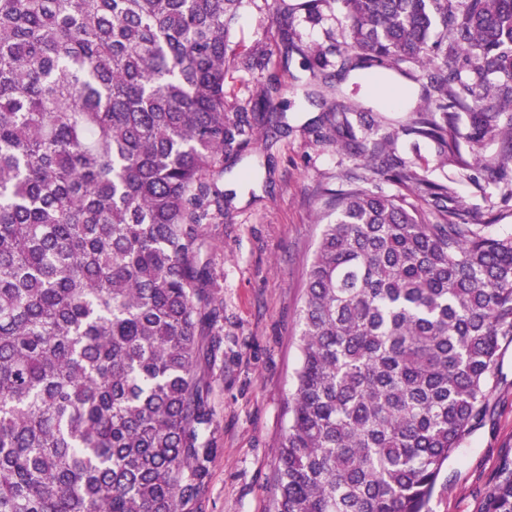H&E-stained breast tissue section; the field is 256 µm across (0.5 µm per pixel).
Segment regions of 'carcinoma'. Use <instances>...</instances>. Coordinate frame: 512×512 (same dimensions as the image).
<instances>
[{
	"label": "carcinoma",
	"mask_w": 512,
	"mask_h": 512,
	"mask_svg": "<svg viewBox=\"0 0 512 512\" xmlns=\"http://www.w3.org/2000/svg\"><path fill=\"white\" fill-rule=\"evenodd\" d=\"M245 0H0V512H187L216 448L196 366L211 306L202 226L224 163L281 126L279 83L224 103ZM350 49L379 70L464 58L443 98L469 138L507 136L512 0H342ZM458 113L403 127L459 156ZM327 195L299 313L301 361L273 512H430L484 417L512 340V235L448 220V186L410 200ZM486 512H512V458Z\"/></svg>",
	"instance_id": "carcinoma-1"
}]
</instances>
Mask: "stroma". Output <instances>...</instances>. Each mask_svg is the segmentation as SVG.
Returning <instances> with one entry per match:
<instances>
[{
	"label": "stroma",
	"instance_id": "1",
	"mask_svg": "<svg viewBox=\"0 0 512 512\" xmlns=\"http://www.w3.org/2000/svg\"><path fill=\"white\" fill-rule=\"evenodd\" d=\"M304 0H248L231 25L230 41L242 53H272L268 65L225 67L228 104L258 102L273 77L282 92L285 123L261 128L257 141L223 181L224 212L205 225L206 256L220 315L204 329L197 374L213 413L207 431L216 450L203 494L192 512H271L272 476L288 428V399L300 361L299 311L305 271L322 225L326 192L348 175L365 174L360 151L396 133L394 157L426 179L447 184L449 208L459 224L488 233H512V162L497 174L486 160L501 153L502 139L469 141L467 117L458 122L460 159H443L435 144L401 133L412 110L438 111L443 100L434 77L467 81L465 60L411 63L393 72L410 94L389 110L345 49L350 22L340 0H321L316 12ZM295 46L283 50L281 20ZM318 66L311 81L309 63ZM512 456V343L494 366L482 422L470 431L441 474L431 512H485L486 489L504 455Z\"/></svg>",
	"mask_w": 512,
	"mask_h": 512
}]
</instances>
